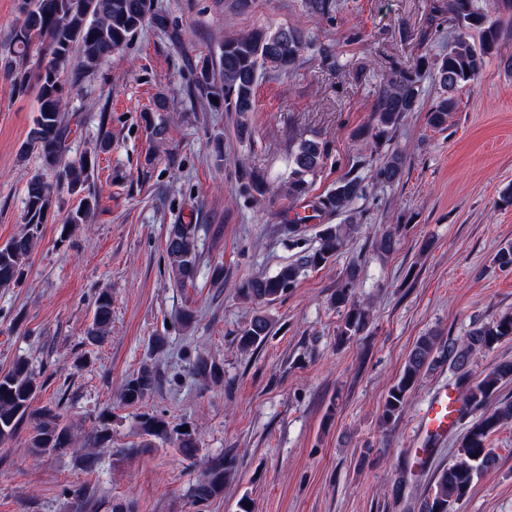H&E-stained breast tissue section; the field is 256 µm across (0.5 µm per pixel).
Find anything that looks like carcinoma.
Listing matches in <instances>:
<instances>
[{
    "label": "carcinoma",
    "mask_w": 512,
    "mask_h": 512,
    "mask_svg": "<svg viewBox=\"0 0 512 512\" xmlns=\"http://www.w3.org/2000/svg\"><path fill=\"white\" fill-rule=\"evenodd\" d=\"M306 7L316 16L330 18L336 12L337 0H306ZM446 8L449 19L468 29L480 30V45L471 44L468 34L463 33L443 56L433 60L421 57L414 66L395 71L377 92L373 109L374 138L391 137L403 118L417 111L421 69L431 68L441 89L428 111V123L434 128L447 126L448 112L455 107L451 93L475 81L482 73L486 57L498 40L501 19L491 17L487 11L475 10L473 0H448ZM22 14V23L8 47L9 57L0 71L13 79L22 91L32 89L35 92L36 116L21 152L36 151L42 171L33 174L26 185L28 232L0 245V287L15 286L23 280L34 234L52 208L55 191L65 187L80 196V204L67 223L83 224L91 211V200L84 191L89 185L95 157L85 154L68 161L64 159L71 127L61 77L71 57L75 53L80 56L76 75H90L104 58L124 50L146 25L166 26V18L156 12L154 0H23ZM34 45L45 50L46 61L30 71L26 68V59ZM307 47L304 31L293 26L226 37L217 63L202 66L194 88L199 94L224 103L226 111L237 114V134L244 139L251 134L250 113L256 108L255 89L260 72L269 67L290 71ZM328 154L327 143L302 140L290 152L288 176L278 185L273 186L265 177L252 172L240 183L239 193L257 203L274 195L303 200ZM404 167L405 157L393 152L375 166L374 179L385 184L396 183ZM47 171L55 173V183L46 180ZM366 191L363 179L348 173L336 181L330 191L315 197L309 207L323 215L340 216L351 212L353 204L363 198ZM310 220L311 216L299 212L288 219V240L292 245L299 244L300 226ZM356 230L357 225L353 223L326 225L318 248L304 254L297 262L281 267L273 276L242 281L238 285L240 297L261 307L273 305L298 285L305 269L324 266L334 258ZM401 230L402 225L398 224L381 233L375 241L376 250L384 255L394 253L400 243ZM165 250L175 282L182 287L193 285L197 256L192 226L172 225ZM359 280L358 267H347L331 298L333 305L345 311L339 327V336L345 341L361 335L369 325L368 309L356 299ZM111 322L112 295L102 291L98 294L93 324L88 332L91 341H100ZM272 327L273 319L263 310L257 312L236 337L239 348L243 351L258 348L270 335ZM511 339V313L480 323L459 338L425 334L409 351L402 372L388 390L381 413L384 425L392 424L404 414L412 390L426 371L447 363L458 372L456 386L462 389L461 417L478 413L469 421L459 442L458 460L436 473L434 489L421 502L420 512H455V505L467 496L475 479L496 469L498 458L488 448L487 439L491 433L512 423V400L501 399L498 395L500 386L512 380V361L499 363L475 381L469 380L467 368L475 355L489 352L502 341ZM192 370L195 375L215 382L222 378L220 369L201 356L193 363ZM155 384V372L148 367L141 368L126 380L121 394L123 403L139 404ZM37 388L35 375L23 360L0 374V442L12 438L21 422L29 418L33 420L29 447L34 453L52 454L72 448L71 432L57 413L50 408L31 409ZM108 419L109 414L101 415L99 426L88 435L89 447H110L112 435ZM139 429L143 437L141 448H152L157 443L173 444L187 460L198 455L195 429L185 432L173 429L158 415L142 416ZM235 472L236 462L232 457L224 455L207 461L201 479L189 489L190 497L203 504L223 496L224 485Z\"/></svg>",
    "instance_id": "carcinoma-1"
}]
</instances>
